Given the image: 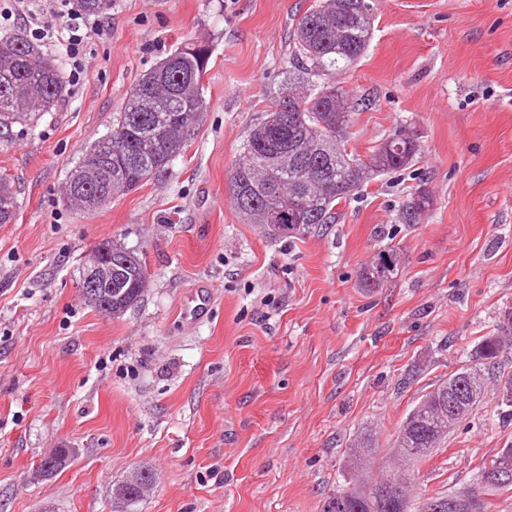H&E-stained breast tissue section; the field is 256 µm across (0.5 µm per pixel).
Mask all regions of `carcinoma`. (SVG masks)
<instances>
[{
	"instance_id": "1",
	"label": "carcinoma",
	"mask_w": 512,
	"mask_h": 512,
	"mask_svg": "<svg viewBox=\"0 0 512 512\" xmlns=\"http://www.w3.org/2000/svg\"><path fill=\"white\" fill-rule=\"evenodd\" d=\"M371 17L365 0H314L298 18L293 36L297 66L288 74V85L272 96L260 123L251 131L234 160L230 183L238 214L249 224H262L281 237L300 238L318 224L337 215L340 202L381 173L404 170L420 154V144L408 128H398L370 154L361 157L346 148L344 132L359 111V103L339 77L368 49ZM211 59L204 42L188 41L159 61L130 88L123 110L112 122L110 135L81 150V156L97 160L92 177L83 174V162L66 182L67 199L87 209L97 207V194L112 188L125 195L163 174L170 162L197 136L200 117L207 109L203 79ZM316 69L326 76L312 93L303 73ZM0 136L13 124L35 122L62 97L61 64L47 57L21 31L0 38ZM431 205L425 190L412 194L403 206V217L415 224ZM17 211L16 192L0 176V224H11ZM118 267L112 283L99 288L117 316L135 305L146 285L143 259L135 252ZM401 256L394 245L378 254L360 273L367 289L383 286L398 269ZM499 341L485 337L473 363L460 368L457 377L446 378L422 395L405 418L394 447L405 458L421 461L440 441L467 420L484 393L485 365L497 357ZM464 396L465 413L448 426V395ZM354 459L376 457L373 435L364 432L353 444ZM72 457L60 448L54 458L43 457L34 474L49 477L63 469ZM147 467L133 471L124 481L125 508L143 499L139 490ZM353 498L346 512H387L378 498L365 491H348Z\"/></svg>"
}]
</instances>
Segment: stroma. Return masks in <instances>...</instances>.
I'll return each mask as SVG.
<instances>
[{
	"instance_id": "obj_1",
	"label": "stroma",
	"mask_w": 512,
	"mask_h": 512,
	"mask_svg": "<svg viewBox=\"0 0 512 512\" xmlns=\"http://www.w3.org/2000/svg\"><path fill=\"white\" fill-rule=\"evenodd\" d=\"M313 0H112L62 64L65 94L0 142L17 192L0 224V512H115L113 488L156 473L135 512H323L337 490L368 489L384 468L471 512H512V488L484 466L512 446L499 390L503 339L485 400L430 458L394 455L401 422L433 384L500 336L512 311V0H367L365 54L342 75L365 107L350 150L398 127L418 137L413 166L364 184L332 224L302 238L243 223L229 172L294 68L291 36ZM207 42L208 109L163 176L95 210L63 201L80 150L110 133L130 86L182 41ZM433 203L419 223L401 208ZM111 239L149 271L120 316L87 305L82 257ZM397 276L359 274L387 245ZM372 428L383 465L349 468ZM73 448L31 483L41 457ZM431 205V196L426 190H419L412 194L403 206V217L407 224H416L419 216ZM55 448L54 450L50 451L48 454H46L40 461V464L36 468V470L33 472L31 480L33 483L39 482L41 480H35L34 475H42L43 477H49L54 474H56L58 471L63 469L68 462L70 461L72 457V453L69 448ZM57 451V452H56ZM56 452L55 457L50 461L49 455L50 453ZM52 463V467L49 469H45L44 466L47 464V462Z\"/></svg>"
}]
</instances>
